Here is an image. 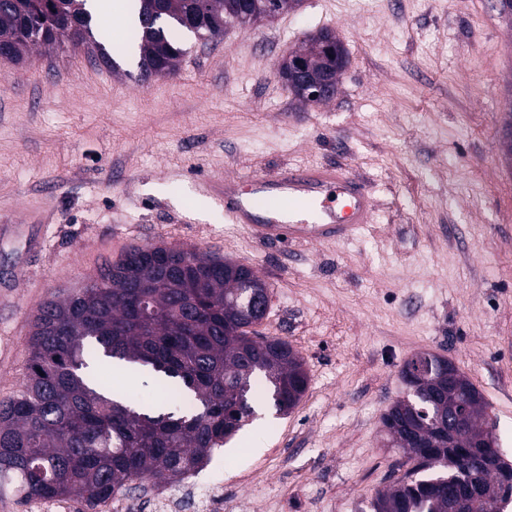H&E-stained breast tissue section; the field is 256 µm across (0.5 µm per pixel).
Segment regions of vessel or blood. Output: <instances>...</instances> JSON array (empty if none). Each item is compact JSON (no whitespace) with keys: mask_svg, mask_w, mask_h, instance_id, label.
Wrapping results in <instances>:
<instances>
[{"mask_svg":"<svg viewBox=\"0 0 512 512\" xmlns=\"http://www.w3.org/2000/svg\"><path fill=\"white\" fill-rule=\"evenodd\" d=\"M204 190L223 204L232 223L263 244L348 238L370 223L375 210L363 180L323 165L213 178Z\"/></svg>","mask_w":512,"mask_h":512,"instance_id":"obj_1","label":"vessel or blood"}]
</instances>
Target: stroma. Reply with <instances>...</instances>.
<instances>
[{"mask_svg":"<svg viewBox=\"0 0 512 512\" xmlns=\"http://www.w3.org/2000/svg\"><path fill=\"white\" fill-rule=\"evenodd\" d=\"M325 26L350 63L305 105L276 66ZM177 39V73L146 83L119 45L116 72L67 42L0 60V401L24 387L45 301L159 244L252 268L270 292L260 335L308 372L291 413L263 409L192 477L241 512H366L410 466L382 416L418 352L478 388L512 463V20L494 0H302L218 42ZM322 164L372 189L351 240L254 242L197 184Z\"/></svg>","mask_w":512,"mask_h":512,"instance_id":"stroma-1","label":"stroma"}]
</instances>
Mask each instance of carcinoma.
<instances>
[{
  "label": "carcinoma",
  "mask_w": 512,
  "mask_h": 512,
  "mask_svg": "<svg viewBox=\"0 0 512 512\" xmlns=\"http://www.w3.org/2000/svg\"><path fill=\"white\" fill-rule=\"evenodd\" d=\"M272 0H132L143 78L171 74L185 53L173 29H198L217 41L225 23L274 16ZM87 0H0V55L21 62L35 46L92 44V56L113 60L94 28ZM318 37L292 52L321 59ZM266 283L249 267L213 254L165 245H135L98 276L46 301L32 321L23 390L0 403V479L14 478L22 500L82 499L90 509L117 492L173 485L200 471L266 400L284 415L308 389L309 377L288 341L256 336L269 306ZM403 365L407 396L383 425L413 467L371 502L372 512H506L512 466L498 438H480L485 402L464 375L449 383ZM157 377L165 412L132 401L113 376ZM482 494L467 496V487Z\"/></svg>",
  "instance_id": "carcinoma-1"
}]
</instances>
